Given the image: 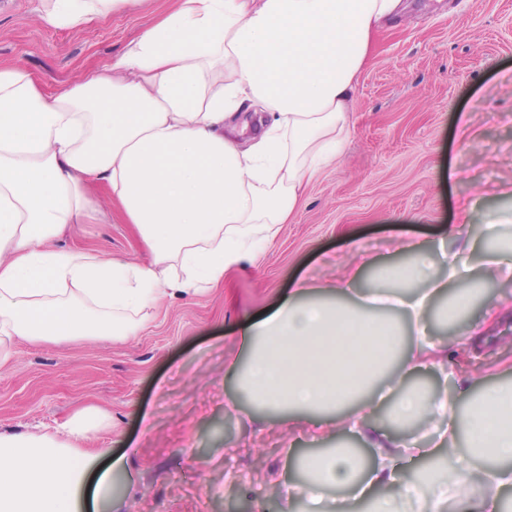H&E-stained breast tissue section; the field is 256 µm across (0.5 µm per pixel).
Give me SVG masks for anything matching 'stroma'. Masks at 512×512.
<instances>
[{
	"label": "stroma",
	"mask_w": 512,
	"mask_h": 512,
	"mask_svg": "<svg viewBox=\"0 0 512 512\" xmlns=\"http://www.w3.org/2000/svg\"><path fill=\"white\" fill-rule=\"evenodd\" d=\"M403 19L374 40L340 161L307 185L288 224L256 265L189 300L166 301L123 342L18 343L0 365V429L54 432L77 409L112 416L97 435L100 465L131 457L134 485L114 473L123 512H282L273 482L301 480L299 460L330 448L373 450L354 433L312 441L305 422L276 424L251 405L224 409L226 377L239 352L240 322L261 319L308 279L335 283L349 261L348 238L386 255L406 233L435 239L455 224L462 201L481 217L512 211V0H407ZM170 6L125 0L92 24L55 27L45 0H0V59L22 64L45 92L82 69H101ZM482 134L483 149L468 146ZM456 168L463 180L448 179ZM63 245L146 258L120 215L78 224ZM447 361L417 374L425 388L456 393L474 379L512 381V283L485 280L458 324L428 321Z\"/></svg>",
	"instance_id": "35a3bbf8"
}]
</instances>
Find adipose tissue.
<instances>
[{"label": "adipose tissue", "instance_id": "adipose-tissue-1", "mask_svg": "<svg viewBox=\"0 0 512 512\" xmlns=\"http://www.w3.org/2000/svg\"><path fill=\"white\" fill-rule=\"evenodd\" d=\"M122 0H48L46 21L76 27ZM403 0H174L111 64L54 92L0 60V364L17 340L124 341L167 298L216 286L258 261L318 171L340 157L373 35ZM102 187L111 201L91 199ZM119 205L149 261L63 248L74 224ZM483 260L400 241L399 261L362 256L339 288L299 283L262 320L240 325L226 371L241 400L300 412L315 432L365 435L371 459L333 448L302 460L289 502L313 512H501L512 491V382L465 399L411 381L436 347L423 326L437 298L451 322L488 278L512 279V220L493 212ZM447 275L437 278L436 268ZM387 408L397 435L378 428ZM445 421L446 449L422 443ZM102 410L75 413L55 434L0 430V512H87L112 498L126 457L96 467ZM447 457L453 483L408 481L395 455ZM338 496L327 497V488Z\"/></svg>", "mask_w": 512, "mask_h": 512}]
</instances>
